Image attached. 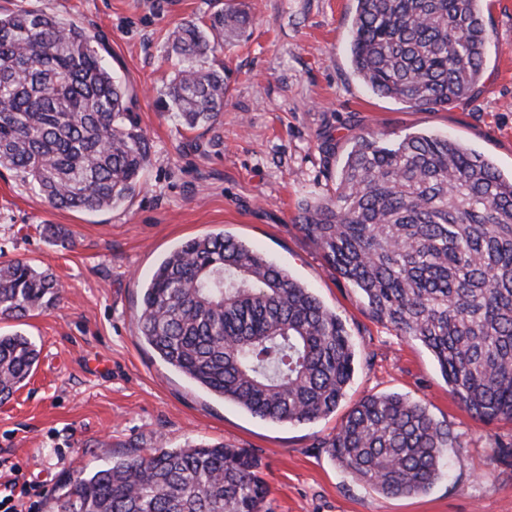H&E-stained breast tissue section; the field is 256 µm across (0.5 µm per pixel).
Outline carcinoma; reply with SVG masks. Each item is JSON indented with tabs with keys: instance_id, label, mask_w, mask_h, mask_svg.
Masks as SVG:
<instances>
[{
	"instance_id": "1",
	"label": "carcinoma",
	"mask_w": 512,
	"mask_h": 512,
	"mask_svg": "<svg viewBox=\"0 0 512 512\" xmlns=\"http://www.w3.org/2000/svg\"><path fill=\"white\" fill-rule=\"evenodd\" d=\"M354 73L418 110L469 97L488 32L484 0H356ZM231 3L170 31L178 68L163 91L180 126L213 125L245 37ZM80 26L42 11L0 14V166L57 210L94 212L142 189L151 145ZM298 229L358 290L370 313L428 349L473 418L512 423V175L446 137H356L327 195L301 204ZM56 276L0 263V320L59 303ZM138 335L169 366L262 419L307 423L336 411L356 355L345 323L282 267L222 232L187 240L144 287ZM36 344L0 334V401L31 376ZM448 424L397 393L360 399L322 442L378 493L410 496L447 473ZM260 461L200 442L153 452L68 483L51 512H262Z\"/></svg>"
}]
</instances>
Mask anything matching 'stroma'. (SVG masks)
<instances>
[{"label":"stroma","mask_w":512,"mask_h":512,"mask_svg":"<svg viewBox=\"0 0 512 512\" xmlns=\"http://www.w3.org/2000/svg\"><path fill=\"white\" fill-rule=\"evenodd\" d=\"M248 37L224 55L232 71L220 121L184 130L164 108L175 57L164 35L224 0H0L97 35L112 74L133 93L151 142L144 187L125 206L53 209L0 168V262L24 259L64 287L59 305L18 321L40 350L26 385L0 402V500L49 512L70 479L108 464L198 442L249 449L269 493L265 512H512V423L486 424L448 392L432 354L369 314L356 289L295 226L305 199L333 189L354 136L445 135L512 174V0H490L489 42L475 94L423 111L375 95L353 73V0H243ZM69 232L62 242L43 225ZM225 233L264 252L346 323L356 369L336 412L273 423L196 386L137 335L143 284L181 242ZM399 393L449 424L448 473L428 492L385 497L352 480L323 439L366 395Z\"/></svg>","instance_id":"obj_1"}]
</instances>
